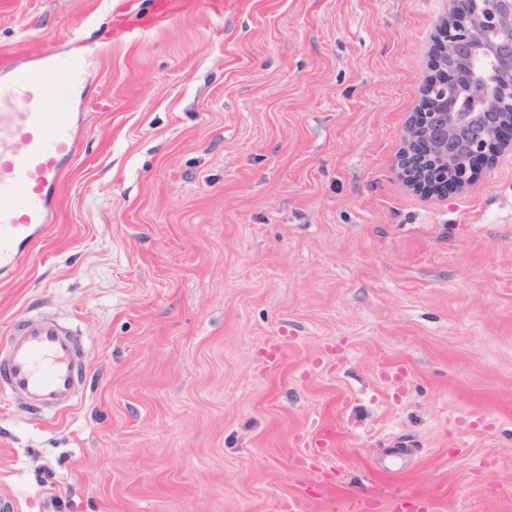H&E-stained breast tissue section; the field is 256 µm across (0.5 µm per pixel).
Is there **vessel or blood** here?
<instances>
[{"label": "vessel or blood", "mask_w": 512, "mask_h": 512, "mask_svg": "<svg viewBox=\"0 0 512 512\" xmlns=\"http://www.w3.org/2000/svg\"><path fill=\"white\" fill-rule=\"evenodd\" d=\"M97 49L70 55L64 64L47 63L25 70L11 64L30 99L19 112H0V279L15 269L56 220L51 198L63 177L66 160L79 151L69 105L73 85ZM83 351L79 336L49 318L24 317L13 327L5 371L10 395L29 399L56 418L69 410L80 383ZM332 423L318 425L305 446L310 456L339 444ZM390 512H433L431 493L392 498Z\"/></svg>", "instance_id": "obj_1"}]
</instances>
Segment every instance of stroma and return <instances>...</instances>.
<instances>
[{
	"label": "stroma",
	"mask_w": 512,
	"mask_h": 512,
	"mask_svg": "<svg viewBox=\"0 0 512 512\" xmlns=\"http://www.w3.org/2000/svg\"><path fill=\"white\" fill-rule=\"evenodd\" d=\"M449 0H0V62L93 46L58 221L0 281L88 361L0 397L13 512H512V148L400 175ZM322 420L346 432L303 466ZM335 491L299 497L310 478ZM391 512H433V496L427 491L398 494L390 503Z\"/></svg>",
	"instance_id": "35a3bbf8"
}]
</instances>
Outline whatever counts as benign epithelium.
I'll return each instance as SVG.
<instances>
[{"label": "benign epithelium", "mask_w": 512, "mask_h": 512, "mask_svg": "<svg viewBox=\"0 0 512 512\" xmlns=\"http://www.w3.org/2000/svg\"><path fill=\"white\" fill-rule=\"evenodd\" d=\"M443 49L423 86L431 106L405 129V152L427 143L414 176L464 186L512 129V0H451Z\"/></svg>", "instance_id": "obj_1"}]
</instances>
